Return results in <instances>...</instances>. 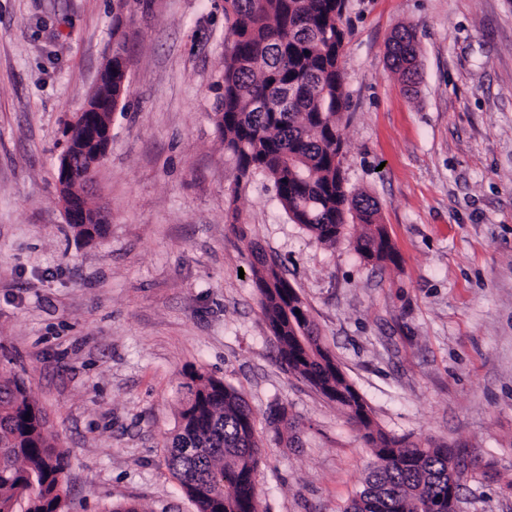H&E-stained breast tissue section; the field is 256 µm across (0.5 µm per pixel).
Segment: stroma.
<instances>
[{
  "instance_id": "35a3bbf8",
  "label": "stroma",
  "mask_w": 512,
  "mask_h": 512,
  "mask_svg": "<svg viewBox=\"0 0 512 512\" xmlns=\"http://www.w3.org/2000/svg\"><path fill=\"white\" fill-rule=\"evenodd\" d=\"M343 26V172L377 201L394 264L356 252L357 224L317 240L264 176L236 186L215 124L224 0H0V369L68 455L64 512H196L166 462L192 369L254 412L260 512H343L361 489V431L282 369L239 276L252 241L377 424L458 456L461 512H512V0H345ZM401 26L412 94L386 61ZM119 39L130 90L91 198L108 229L88 242L56 162ZM279 406L295 447L267 425Z\"/></svg>"
}]
</instances>
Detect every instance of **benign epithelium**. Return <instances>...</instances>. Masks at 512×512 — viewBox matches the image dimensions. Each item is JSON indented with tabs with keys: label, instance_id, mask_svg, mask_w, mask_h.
<instances>
[{
	"label": "benign epithelium",
	"instance_id": "obj_1",
	"mask_svg": "<svg viewBox=\"0 0 512 512\" xmlns=\"http://www.w3.org/2000/svg\"><path fill=\"white\" fill-rule=\"evenodd\" d=\"M66 148L57 159L56 188L66 223L95 224L102 212L84 194L112 140L110 113L88 107L65 129Z\"/></svg>",
	"mask_w": 512,
	"mask_h": 512
}]
</instances>
